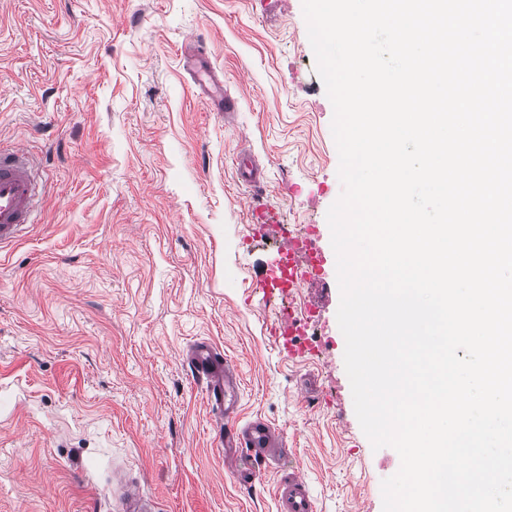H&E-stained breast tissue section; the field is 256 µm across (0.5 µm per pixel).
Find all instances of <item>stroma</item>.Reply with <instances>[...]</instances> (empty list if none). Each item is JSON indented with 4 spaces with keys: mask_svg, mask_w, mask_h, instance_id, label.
<instances>
[{
    "mask_svg": "<svg viewBox=\"0 0 512 512\" xmlns=\"http://www.w3.org/2000/svg\"><path fill=\"white\" fill-rule=\"evenodd\" d=\"M188 41L237 112L199 93ZM333 115L302 0H0V142L46 184L0 250V512H115L120 474L154 512H277L292 466L318 512H383L400 457L372 448L344 367ZM276 224L319 228L328 354L291 362L270 338L281 301L252 276ZM200 341L235 366L240 419L288 450L253 482L224 467Z\"/></svg>",
    "mask_w": 512,
    "mask_h": 512,
    "instance_id": "35a3bbf8",
    "label": "stroma"
}]
</instances>
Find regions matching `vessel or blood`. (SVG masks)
<instances>
[{
    "mask_svg": "<svg viewBox=\"0 0 512 512\" xmlns=\"http://www.w3.org/2000/svg\"><path fill=\"white\" fill-rule=\"evenodd\" d=\"M190 71L199 85L213 82L210 60L201 47L189 52ZM44 194V185L28 153L21 148L0 144V245L17 239L28 224ZM270 333L288 358L303 357L307 347L288 333L287 320L281 319ZM191 364L197 375L208 381V395L216 415L224 417V463L238 469L257 458L279 459L285 455L276 430L257 418L237 422L239 403L238 374L220 352L206 343L191 351ZM279 512H316L315 499L305 476L291 470L277 487Z\"/></svg>",
    "mask_w": 512,
    "mask_h": 512,
    "instance_id": "1",
    "label": "vessel or blood"
}]
</instances>
